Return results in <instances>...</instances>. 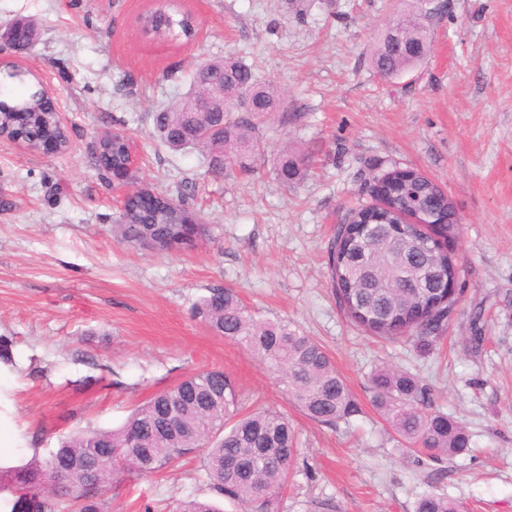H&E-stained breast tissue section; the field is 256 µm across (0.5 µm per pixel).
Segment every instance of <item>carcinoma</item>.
Returning a JSON list of instances; mask_svg holds the SVG:
<instances>
[{"instance_id": "obj_1", "label": "carcinoma", "mask_w": 512, "mask_h": 512, "mask_svg": "<svg viewBox=\"0 0 512 512\" xmlns=\"http://www.w3.org/2000/svg\"><path fill=\"white\" fill-rule=\"evenodd\" d=\"M140 31L158 40L194 38V17L180 11L172 0L137 18ZM430 41L428 18L406 13L393 20L376 41L371 64L384 78L394 77L426 54ZM205 80L193 74L192 89L179 100L153 113L160 142L172 151L201 149L211 171L246 161L260 152L259 125L284 108V98L271 84L261 85L252 66L234 57L206 61ZM252 101L249 112H237L243 97ZM0 123L23 135L32 146L42 134L52 133L69 142L51 107L39 103L37 92H23L0 108ZM94 166L107 177L124 163L122 146L109 153L91 155ZM310 167L307 154L283 150L275 162L278 181H299ZM393 208L380 212L369 204L352 209L339 225L329 250L331 278L348 317L371 336L393 340L407 338L419 351L433 345L451 314L455 301L440 289L441 277L451 267L448 255L424 246L417 228L399 230L397 210L428 202L448 215L442 231L456 237L459 225L448 197L418 170L411 169L400 194L390 197ZM167 216L159 204L137 205L138 223L130 224L119 212L112 232L120 242L149 250L170 252L195 248L207 236L202 217L184 201ZM196 318L224 339L247 347L280 377L289 399L312 421L336 426L359 413L346 381L325 347L313 337L281 319H264L250 312L230 288L210 291L194 306ZM371 403L406 448L419 447L431 461L465 454L470 436L452 417L432 409V392L414 374L386 366L369 375ZM241 393L233 377L222 369L196 372L175 386L157 393L113 430L83 431L60 442L48 457L37 456L21 466L0 467L6 491L18 482L35 496L43 495L40 512H60L72 502L77 512H105L101 492L112 485L116 472L97 464L100 456L114 454L127 461V470L146 475L207 448L203 470L217 493L256 512H278L279 490L288 476L298 448L288 418L270 409L239 415ZM238 468L228 473L226 462ZM90 477L97 493L74 494L73 480ZM414 512H459L448 497L426 493Z\"/></svg>"}]
</instances>
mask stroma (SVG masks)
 I'll list each match as a JSON object with an SVG mask.
<instances>
[{
    "label": "stroma",
    "instance_id": "obj_1",
    "mask_svg": "<svg viewBox=\"0 0 512 512\" xmlns=\"http://www.w3.org/2000/svg\"><path fill=\"white\" fill-rule=\"evenodd\" d=\"M154 0H0V27L35 22L25 59L0 49V95L41 79L71 134L56 156L0 138V465L47 455L60 438L120 427L155 393L208 368L231 373L251 408L286 415L298 460L279 512H414L435 492L460 512H512V0H177L198 31L159 42L135 25ZM429 18L426 58L381 78L370 50L407 8ZM252 65L287 108L259 128L248 170L221 175L198 151L173 152L152 114L190 85L193 66L224 56ZM133 140L139 184L192 195L208 239L156 253L112 233L119 189L91 161L98 133ZM311 155L283 186L282 148ZM412 166L461 219L452 253L459 301L427 355L383 342L345 314L328 247L370 175ZM214 288L257 316L284 319L325 346L361 408L334 427L310 420L244 347L192 314ZM379 366L417 375L435 407L461 422L468 453L418 461L374 409ZM107 512H176L216 501L199 454L148 476L118 474Z\"/></svg>",
    "mask_w": 512,
    "mask_h": 512
}]
</instances>
